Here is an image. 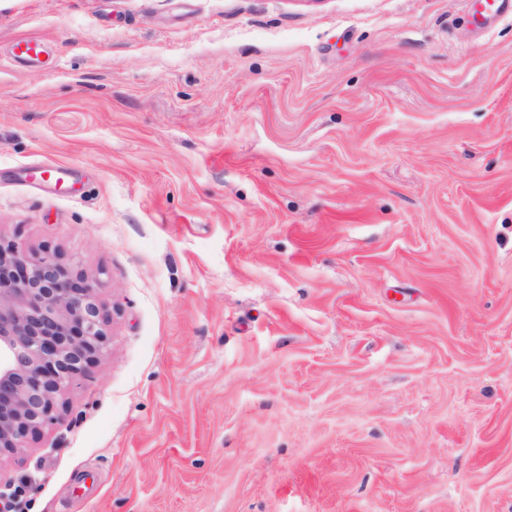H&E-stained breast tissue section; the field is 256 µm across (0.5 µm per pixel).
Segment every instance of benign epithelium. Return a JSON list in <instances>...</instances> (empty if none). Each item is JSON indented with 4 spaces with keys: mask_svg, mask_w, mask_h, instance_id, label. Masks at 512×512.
Returning a JSON list of instances; mask_svg holds the SVG:
<instances>
[{
    "mask_svg": "<svg viewBox=\"0 0 512 512\" xmlns=\"http://www.w3.org/2000/svg\"><path fill=\"white\" fill-rule=\"evenodd\" d=\"M110 343L95 284L54 252L0 238V458L56 419Z\"/></svg>",
    "mask_w": 512,
    "mask_h": 512,
    "instance_id": "obj_1",
    "label": "benign epithelium"
}]
</instances>
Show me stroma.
I'll list each match as a JSON object with an SVG mask.
<instances>
[{"label": "stroma", "instance_id": "obj_1", "mask_svg": "<svg viewBox=\"0 0 512 512\" xmlns=\"http://www.w3.org/2000/svg\"><path fill=\"white\" fill-rule=\"evenodd\" d=\"M0 238L111 338L15 512H512V16L0 0ZM43 51V43L34 38L19 39L12 46L13 57L23 63L38 62Z\"/></svg>", "mask_w": 512, "mask_h": 512}]
</instances>
